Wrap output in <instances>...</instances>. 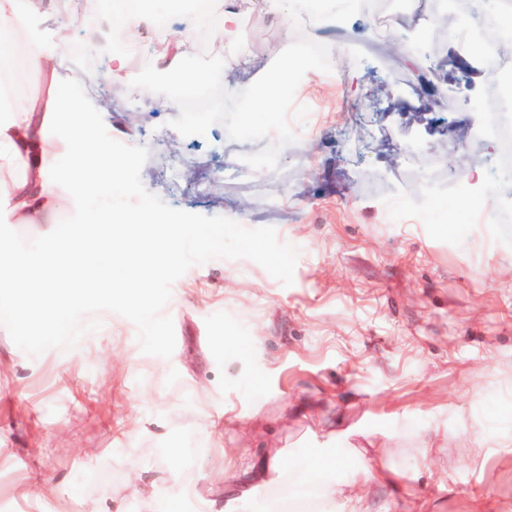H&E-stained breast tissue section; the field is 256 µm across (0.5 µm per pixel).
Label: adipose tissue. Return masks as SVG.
I'll return each mask as SVG.
<instances>
[{"mask_svg": "<svg viewBox=\"0 0 512 512\" xmlns=\"http://www.w3.org/2000/svg\"><path fill=\"white\" fill-rule=\"evenodd\" d=\"M101 4L100 14L80 12L76 18L91 28L106 26L114 44L121 46L138 33L158 27L153 0H142L140 8L123 14L115 11L113 0H101ZM39 10L40 0H0V71L9 65L8 47L20 37L25 42L27 69L49 83L45 96L19 98L0 78V201L7 203L0 215L6 223L36 227L45 258L35 262L28 251L0 239V286L17 295L5 310L12 329L44 339L71 333L69 304L92 289L116 282L128 300L140 302L159 272V257L178 252L185 227L149 210L132 218L103 206L93 222L76 219L69 230H61L58 218L63 212L77 215L92 198L119 186L118 172L125 161L114 157L110 142L95 138L87 124L71 120L79 106L64 99L56 84L67 31L59 29L55 42H48L35 25ZM166 15L182 24L156 50L170 78L187 90L217 80L214 72L184 71L180 58L192 32L205 29L218 39L235 38L237 0H224L216 20L191 10L184 0H168ZM117 248L128 257V267L119 277L103 262L104 255ZM326 425L328 437L347 440L364 465L354 481L321 484V512H336L337 503L350 500L359 485L397 478L385 458L384 441L358 432L347 413L336 411ZM287 472L282 451L271 450L245 470H225L224 487L238 500L258 488L279 484Z\"/></svg>", "mask_w": 512, "mask_h": 512, "instance_id": "obj_1", "label": "adipose tissue"}]
</instances>
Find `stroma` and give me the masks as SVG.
Wrapping results in <instances>:
<instances>
[{"label": "stroma", "instance_id": "stroma-1", "mask_svg": "<svg viewBox=\"0 0 512 512\" xmlns=\"http://www.w3.org/2000/svg\"><path fill=\"white\" fill-rule=\"evenodd\" d=\"M42 31L68 25L64 73L85 93L112 138L146 147L147 191L169 206L274 227L298 248L284 286L248 259L192 266L164 309L175 349L144 354L127 318L100 312L98 330L70 349L33 357L0 326V512H211L224 505V470L287 447L292 473L236 502L235 512H318L316 484L354 479L361 466L318 433L322 416L290 418L317 397L387 437L406 488L370 484L338 512H512V224H474L477 203L512 207V171L478 133L473 105L483 70L462 72L461 42L432 38L425 66L450 90L435 104L390 84L415 76L411 29L343 16L342 40L324 38L332 71H308L289 115L297 134L277 170L242 157L262 142H235L223 126L181 136L177 106L130 88L154 62H131L109 82L112 51L97 31L71 23L66 0H43ZM279 21L245 19L237 43L191 42L187 54L235 58L224 87L240 91L276 57ZM488 190L475 199L472 170ZM439 436L428 458L419 437ZM323 453L325 475L306 463ZM153 486L158 499L140 493Z\"/></svg>", "mask_w": 512, "mask_h": 512}]
</instances>
